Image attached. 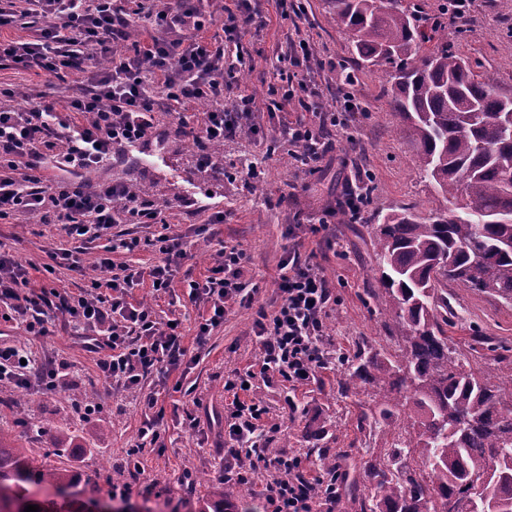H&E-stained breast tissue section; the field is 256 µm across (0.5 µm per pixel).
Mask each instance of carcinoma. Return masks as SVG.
<instances>
[{
  "mask_svg": "<svg viewBox=\"0 0 512 512\" xmlns=\"http://www.w3.org/2000/svg\"><path fill=\"white\" fill-rule=\"evenodd\" d=\"M325 2L328 21L364 62L395 65L389 103L407 123L425 177L444 197L461 193L466 202L429 218L394 211L378 225L381 287L371 299L394 314L397 349L382 358L358 352L340 380L344 395L377 388L375 414L389 425L407 410L413 432L386 459L361 467L328 448L308 452L322 471L339 475L336 491L355 512H448L474 478L488 506L512 512V389L458 357L445 288L455 281L512 305V133L502 127L512 93L476 73L441 43L440 24L421 25L401 0ZM11 437L0 425V512L28 505L54 512L55 502L31 497L29 486L56 495L74 488L71 449L57 446L50 458L9 445ZM245 492L228 484L199 512Z\"/></svg>",
  "mask_w": 512,
  "mask_h": 512,
  "instance_id": "carcinoma-1",
  "label": "carcinoma"
}]
</instances>
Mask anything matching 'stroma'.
<instances>
[{
  "label": "stroma",
  "instance_id": "1",
  "mask_svg": "<svg viewBox=\"0 0 512 512\" xmlns=\"http://www.w3.org/2000/svg\"><path fill=\"white\" fill-rule=\"evenodd\" d=\"M303 19L283 17L275 0H261V16L242 40L243 61L237 87L228 100L251 94L267 102L281 90V56L292 43L308 40L310 61L297 71L304 76L314 103L330 110L352 93L355 112L344 131L324 127L323 139L331 147L316 170L296 163L287 146L274 155L265 149L278 123L259 113L258 134L225 139L212 165L198 162L199 148L181 132L170 116L156 112L157 130L148 143L166 162L154 166L127 161L116 154L111 167L89 173L90 181L114 179L140 187L142 195L164 211L165 224H117L101 241L89 243L88 252L129 236L150 239L163 233L183 235L188 256L173 275L168 292L155 293L150 284L132 288V296L149 304L160 319H178L182 344L195 349V336L204 303L188 297V280L203 281L217 250L236 244L246 254L242 280L254 289L252 305L234 306L224 323L206 338L198 364L171 371L166 381L150 377L147 387L157 388L158 406L164 411L162 447L143 448L139 467L126 470L129 448L138 445L145 411L131 395L96 380L93 356L83 349L71 327L30 340L33 355L57 357L65 362L60 391L42 397L16 387L0 398V421L14 424L10 410L25 401L27 420L14 424L18 445L52 449L58 432L70 435L75 448L72 475L82 500L108 499L111 489L124 490L132 512L170 500L204 496L224 481V379L259 357L252 332L258 309L273 310L279 298L276 280L282 259L294 251L313 255L336 291V303L326 320L327 339L342 360L335 369L320 371L315 379L289 391L280 377L255 382L254 397L267 410L269 445L283 455H303L310 438L325 448L351 450L356 462L386 457L405 423L396 427L370 420L372 392L349 398L339 394V381L360 350L390 353L388 315L374 307L370 293L378 287V257L374 235L388 213L409 208L428 217L447 212L449 202L430 186L411 141L401 135V119L393 112L386 91L394 82L391 65H361L347 35L328 24L324 0H300ZM444 39L452 51L464 56L475 70L501 90L512 91V0H474L470 11L447 25ZM73 79H60L41 71L17 72L0 64V86L15 89L11 106L23 108L25 91L40 90L57 103L72 93ZM370 184L373 191L360 220L339 221L346 188ZM224 221L210 223L216 212ZM62 237L54 226L28 215L12 213L0 219V249L30 268L31 283H42L40 266L50 263ZM448 300L459 312L448 334L462 359L496 378L512 377V306L462 284L448 285ZM94 386L101 413L86 417L76 407L80 390ZM295 409H288L287 399ZM193 414L195 430H187L183 417ZM111 476H104L103 465Z\"/></svg>",
  "mask_w": 512,
  "mask_h": 512
}]
</instances>
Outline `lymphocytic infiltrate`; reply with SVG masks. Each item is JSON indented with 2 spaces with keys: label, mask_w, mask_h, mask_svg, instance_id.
Returning a JSON list of instances; mask_svg holds the SVG:
<instances>
[{
  "label": "lymphocytic infiltrate",
  "mask_w": 512,
  "mask_h": 512,
  "mask_svg": "<svg viewBox=\"0 0 512 512\" xmlns=\"http://www.w3.org/2000/svg\"><path fill=\"white\" fill-rule=\"evenodd\" d=\"M208 3L139 0L130 13L120 0H0V30L13 27L20 16L32 15L40 22L34 38L0 37L1 61L23 71L77 76L64 105L47 103L38 93L30 95L28 107H0V219L14 211L50 219L68 238L83 243L107 235L115 224L162 223L160 209L130 184H91L81 176L110 160L113 148L153 135L159 97L178 127L189 129L202 147L204 167L212 162L209 147L253 127L263 108L254 96L224 102L225 90L238 81L236 67L224 58L257 9L251 0H233L223 15L212 18L214 32L208 35L201 20ZM137 19L152 24L156 36L120 49ZM192 100L205 109L191 120L185 105ZM156 244L160 258L146 270L114 265L107 246L90 264L68 249L53 253L45 273L55 274L60 267L79 273L91 267L98 273L89 291L61 299L49 285L32 289L26 268L0 250V319L16 321L25 335L37 337L49 335L56 321L73 325L83 347L96 356L97 377L128 390L140 389L149 374L197 363V356L181 347L176 327L130 297V288L146 279L153 291H167L187 256L180 235H160ZM244 258L242 249L222 246L205 281L189 282V299L203 297L208 303L198 324L197 346H204L234 306L252 304L253 294L240 282ZM280 270L277 307L259 312L253 323L261 350L257 362L224 381V471L242 484L251 472H265L260 495L270 512H339L334 475L308 477L301 457L271 452L266 410L248 389L256 377L278 376L294 390L336 366V355L326 343V319L336 296L319 265L295 252ZM59 377L55 360H37L25 345L0 341L1 387L50 394ZM317 484L323 491L318 499L312 495Z\"/></svg>",
  "instance_id": "lymphocytic-infiltrate-1"
}]
</instances>
